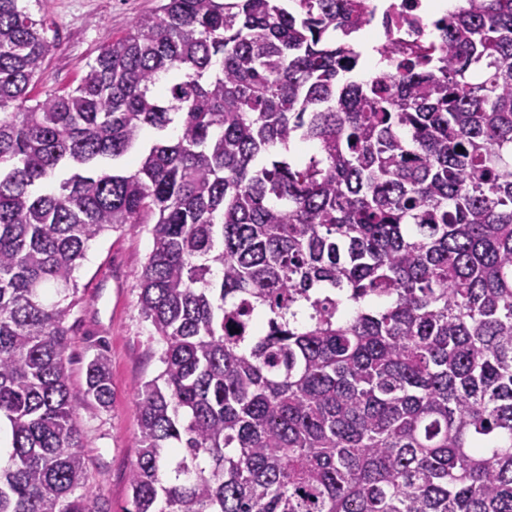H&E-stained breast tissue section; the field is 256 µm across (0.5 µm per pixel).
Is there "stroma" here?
Here are the masks:
<instances>
[{
  "label": "stroma",
  "mask_w": 512,
  "mask_h": 512,
  "mask_svg": "<svg viewBox=\"0 0 512 512\" xmlns=\"http://www.w3.org/2000/svg\"><path fill=\"white\" fill-rule=\"evenodd\" d=\"M159 0H38L35 16H46L58 31L42 81L41 98L75 88L87 66L130 23L152 13ZM152 250L145 228L110 231L93 242L75 276L81 304L69 317L72 341L66 351L75 418L84 434L90 490L108 512L131 505L129 474L139 448L135 399L138 387L160 371L158 346L138 307V274ZM111 360L112 398L107 408L84 399L88 361L98 351Z\"/></svg>",
  "instance_id": "obj_1"
}]
</instances>
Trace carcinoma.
<instances>
[{
  "mask_svg": "<svg viewBox=\"0 0 512 512\" xmlns=\"http://www.w3.org/2000/svg\"><path fill=\"white\" fill-rule=\"evenodd\" d=\"M30 2L0 0V512H108L66 320L140 224L124 512H512V0L361 80L364 0H162L35 100Z\"/></svg>",
  "mask_w": 512,
  "mask_h": 512,
  "instance_id": "cac0c4a2",
  "label": "carcinoma"
}]
</instances>
